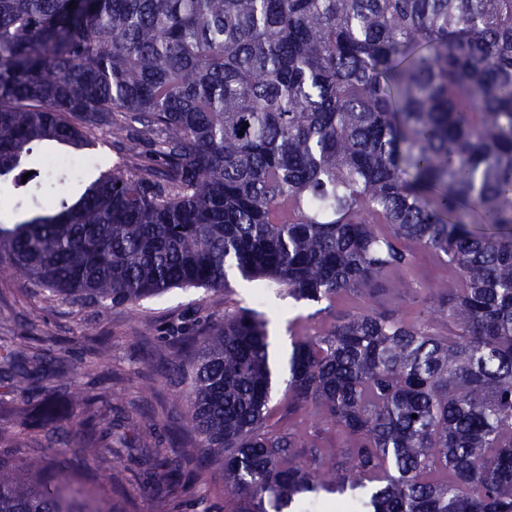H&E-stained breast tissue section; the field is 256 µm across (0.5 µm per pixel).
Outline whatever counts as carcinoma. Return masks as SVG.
Instances as JSON below:
<instances>
[{
    "label": "carcinoma",
    "instance_id": "cac0c4a2",
    "mask_svg": "<svg viewBox=\"0 0 512 512\" xmlns=\"http://www.w3.org/2000/svg\"><path fill=\"white\" fill-rule=\"evenodd\" d=\"M132 135L151 158L76 197L23 166ZM0 183L32 197L0 262L65 303L220 290L232 268L326 303L292 342L286 429L266 323L188 339L199 444L156 453L168 488L219 471L224 512H512V0H0ZM415 247L448 273L387 280ZM40 362L1 346L6 393ZM60 386L46 421L70 417ZM57 455L0 453V512H116Z\"/></svg>",
    "mask_w": 512,
    "mask_h": 512
}]
</instances>
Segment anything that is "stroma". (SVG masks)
Returning <instances> with one entry per match:
<instances>
[{"label":"stroma","mask_w":512,"mask_h":512,"mask_svg":"<svg viewBox=\"0 0 512 512\" xmlns=\"http://www.w3.org/2000/svg\"><path fill=\"white\" fill-rule=\"evenodd\" d=\"M239 308L267 319L278 343L291 337L289 320L314 314L318 306L294 301L277 287L257 295L252 283L233 271L226 290L173 288L105 314L96 304L60 302L0 265V338L19 349L39 348L47 363L67 372L70 385L98 393L96 410L111 420L113 436L126 439L113 444L105 460L87 461L81 421L88 411L80 408L74 412L77 425L50 426L49 437L30 444V452L60 448L69 469L89 487L104 488L119 512H162L169 496L159 489L155 452L195 441L187 429L192 361L172 366L169 353L182 337L204 332L225 310ZM149 425L156 428L154 448L136 447L137 430Z\"/></svg>","instance_id":"1"}]
</instances>
